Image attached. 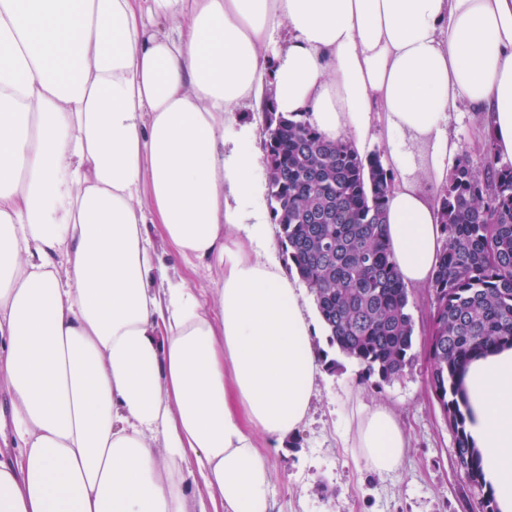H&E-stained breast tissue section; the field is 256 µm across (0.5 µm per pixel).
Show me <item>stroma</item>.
<instances>
[{
    "mask_svg": "<svg viewBox=\"0 0 512 512\" xmlns=\"http://www.w3.org/2000/svg\"><path fill=\"white\" fill-rule=\"evenodd\" d=\"M449 132L462 157L478 161L487 139L467 103ZM415 362L399 381L376 387L361 368L344 361L317 381L307 424L286 448L267 449L275 512H471L473 499L455 460L456 435L435 400L425 362L429 297L411 291ZM390 406L406 429L408 447L397 472L377 475L352 449L336 445V412L347 394Z\"/></svg>",
    "mask_w": 512,
    "mask_h": 512,
    "instance_id": "1",
    "label": "stroma"
}]
</instances>
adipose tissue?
<instances>
[{
    "label": "adipose tissue",
    "mask_w": 512,
    "mask_h": 512,
    "mask_svg": "<svg viewBox=\"0 0 512 512\" xmlns=\"http://www.w3.org/2000/svg\"><path fill=\"white\" fill-rule=\"evenodd\" d=\"M269 97L359 152L384 127L386 240L427 286L443 242L423 183L456 163L458 101L512 158V0H0V387L18 445L0 512H190L197 481L224 512H275L260 446L306 424L321 355L257 206ZM153 229L216 268L214 303L170 277ZM458 385L512 512V347ZM336 436L379 474L407 446L359 398Z\"/></svg>",
    "instance_id": "obj_1"
}]
</instances>
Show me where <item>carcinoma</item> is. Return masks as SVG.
Segmentation results:
<instances>
[{
    "instance_id": "1",
    "label": "carcinoma",
    "mask_w": 512,
    "mask_h": 512,
    "mask_svg": "<svg viewBox=\"0 0 512 512\" xmlns=\"http://www.w3.org/2000/svg\"><path fill=\"white\" fill-rule=\"evenodd\" d=\"M263 132L268 204L290 264L309 289L329 344L378 377L377 387L413 366L411 292L386 243V200L394 175L382 155H361L326 139L296 112L266 105ZM444 243L426 286L430 297L429 386L456 433L455 457L476 499L484 491L480 458L468 444L457 403V374L472 356L512 346V162L493 145L480 162L460 160L435 197Z\"/></svg>"
}]
</instances>
